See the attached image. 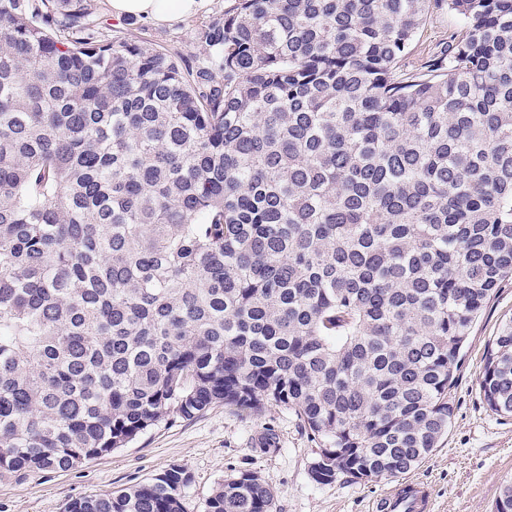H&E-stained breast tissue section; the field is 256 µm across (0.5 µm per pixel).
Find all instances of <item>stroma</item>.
I'll use <instances>...</instances> for the list:
<instances>
[{
  "label": "stroma",
  "instance_id": "stroma-1",
  "mask_svg": "<svg viewBox=\"0 0 512 512\" xmlns=\"http://www.w3.org/2000/svg\"><path fill=\"white\" fill-rule=\"evenodd\" d=\"M234 4L235 0H210L205 10L171 26L133 17L111 20L110 25L116 35L191 58L202 51L199 24L222 16ZM461 30V20L449 13L444 0H430L406 67H421ZM511 319L509 279L470 330L458 380L450 392L453 417L447 436L410 472L411 478L429 484L434 512H492L503 481L512 478V417L493 414L479 393L488 344ZM269 431L278 444L265 452L257 439ZM316 451L315 442L291 411L277 408L246 418L216 405L196 419L155 426L128 447L74 469L0 478V512H65L72 499L147 482L173 464L191 477L183 494L185 512H204L214 487L238 470L261 476L274 495L275 512H372L392 486L384 479L316 483L308 472Z\"/></svg>",
  "mask_w": 512,
  "mask_h": 512
}]
</instances>
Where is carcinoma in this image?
Returning <instances> with one entry per match:
<instances>
[{
  "mask_svg": "<svg viewBox=\"0 0 512 512\" xmlns=\"http://www.w3.org/2000/svg\"><path fill=\"white\" fill-rule=\"evenodd\" d=\"M447 5L461 36L409 70L429 0H237L193 65L95 0H0V477L215 404L294 412L320 484L438 447L512 278V0ZM479 389L512 416V320ZM189 483L66 512H184ZM274 506L244 470L205 512Z\"/></svg>",
  "mask_w": 512,
  "mask_h": 512,
  "instance_id": "carcinoma-1",
  "label": "carcinoma"
}]
</instances>
